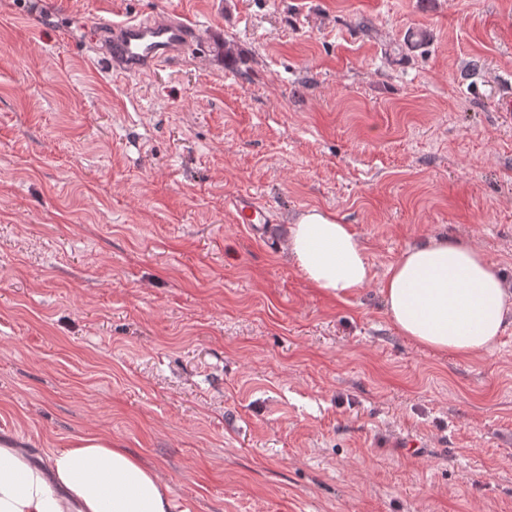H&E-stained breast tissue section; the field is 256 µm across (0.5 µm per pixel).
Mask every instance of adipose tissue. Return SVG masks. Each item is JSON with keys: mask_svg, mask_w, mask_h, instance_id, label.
I'll return each mask as SVG.
<instances>
[{"mask_svg": "<svg viewBox=\"0 0 512 512\" xmlns=\"http://www.w3.org/2000/svg\"><path fill=\"white\" fill-rule=\"evenodd\" d=\"M288 251L306 281L346 299L372 280L366 249L350 225L317 208L288 227ZM395 330L439 353L471 357L492 350L512 316V289L473 247L435 237L407 249L381 285ZM153 468L111 437L79 436L44 465L0 448V512H173Z\"/></svg>", "mask_w": 512, "mask_h": 512, "instance_id": "adipose-tissue-1", "label": "adipose tissue"}]
</instances>
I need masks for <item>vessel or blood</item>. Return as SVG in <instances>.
Here are the masks:
<instances>
[{"mask_svg": "<svg viewBox=\"0 0 512 512\" xmlns=\"http://www.w3.org/2000/svg\"><path fill=\"white\" fill-rule=\"evenodd\" d=\"M199 36L196 26L179 14L162 17L115 21L106 29V38L98 49L97 62L115 77L140 75L166 60L187 54ZM237 223L267 242H274L277 224L274 211L261 199L237 194L227 200Z\"/></svg>", "mask_w": 512, "mask_h": 512, "instance_id": "vessel-or-blood-1", "label": "vessel or blood"}]
</instances>
